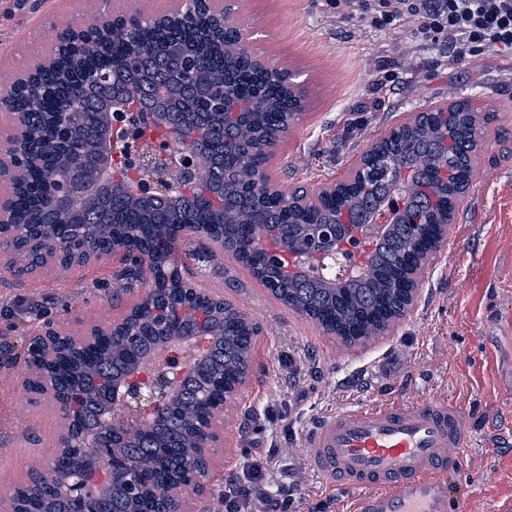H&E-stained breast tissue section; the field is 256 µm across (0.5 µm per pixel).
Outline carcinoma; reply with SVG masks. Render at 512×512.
Listing matches in <instances>:
<instances>
[{"instance_id": "obj_1", "label": "carcinoma", "mask_w": 512, "mask_h": 512, "mask_svg": "<svg viewBox=\"0 0 512 512\" xmlns=\"http://www.w3.org/2000/svg\"><path fill=\"white\" fill-rule=\"evenodd\" d=\"M240 35L225 29L205 12L188 23L157 20L122 32L110 45L113 84L84 85L77 105L88 123L76 125L70 145L87 155L98 153L108 130L106 106L113 96L134 97L143 109L167 112L145 128L143 136L164 140L176 151L193 145L207 159L194 182L147 202L135 197L134 180L113 171L112 185L84 188L75 205H96L94 223L77 229L71 247L57 246L71 233L75 217L53 201L33 198L37 173L51 175L66 163L48 126H32L28 165L15 178L22 231L4 250L26 263V274L66 268L126 249L148 248L154 271L168 274L165 292H147L123 318L117 336L82 344L58 331L50 351L38 349L39 336L25 346L24 386L31 402L58 407L82 429H95L106 410L114 383L122 380L134 359L170 343L198 336L210 346L193 348L191 362L179 379L178 394L146 431L116 451L141 465L140 492L122 482L100 486L97 512H158L154 490L165 488L193 461L197 474L207 462L195 438L198 425L210 415L209 399L222 388L232 392L248 375L249 344L256 324L234 305L199 302L186 292L178 269V242L166 232L179 225L214 230L224 237L223 251L233 254L278 299L306 315L323 331L352 344L381 336L405 315L411 273L439 251L441 224L454 217L456 206L472 183L473 160L483 145L485 119L467 102L440 112H422L372 145L358 174L336 191L305 201L304 191L267 188L265 165L271 149L296 123L288 112L291 93L272 74L259 70L251 52L238 49ZM99 55L64 57L57 61L52 88L34 87L23 98L34 113L51 111L53 98L71 91L77 73H91ZM403 194L401 218L382 233L362 239L352 276L332 284L314 276L322 256L304 247L312 224H334L346 232L347 219L363 221L387 195ZM63 450L60 464L90 471L92 457L77 447ZM28 497L43 512H76L70 498L54 490L49 475L34 471L26 483Z\"/></svg>"}]
</instances>
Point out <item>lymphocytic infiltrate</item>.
<instances>
[{
    "mask_svg": "<svg viewBox=\"0 0 512 512\" xmlns=\"http://www.w3.org/2000/svg\"><path fill=\"white\" fill-rule=\"evenodd\" d=\"M351 15L368 26L415 40H447L455 59L475 49H512V0H343Z\"/></svg>",
    "mask_w": 512,
    "mask_h": 512,
    "instance_id": "lymphocytic-infiltrate-1",
    "label": "lymphocytic infiltrate"
}]
</instances>
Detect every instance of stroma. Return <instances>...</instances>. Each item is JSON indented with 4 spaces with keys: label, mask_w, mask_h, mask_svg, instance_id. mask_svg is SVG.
I'll use <instances>...</instances> for the list:
<instances>
[{
    "label": "stroma",
    "mask_w": 512,
    "mask_h": 512,
    "mask_svg": "<svg viewBox=\"0 0 512 512\" xmlns=\"http://www.w3.org/2000/svg\"><path fill=\"white\" fill-rule=\"evenodd\" d=\"M97 0H0V89L45 57L56 30L85 24ZM237 25L296 74L308 108L267 163L283 187L315 190L344 178L378 139L420 112L460 101L491 114L472 184L418 283V299L382 336L348 345L285 306L250 271L197 238L181 243L185 279L224 296L257 322L252 374L228 418L223 448L187 512H225L229 480L250 483L251 451L273 449L260 482L288 512H346V494L308 471L302 436L339 409L434 396L458 403L472 450L449 489L469 512H512V50L456 61L447 43L418 45L338 14L331 0H241ZM0 254V493L47 469L62 433L57 408L32 404L21 377L29 336L51 323L80 335L119 322L143 296L126 289L113 255L65 273L19 277Z\"/></svg>",
    "instance_id": "35a3bbf8"
}]
</instances>
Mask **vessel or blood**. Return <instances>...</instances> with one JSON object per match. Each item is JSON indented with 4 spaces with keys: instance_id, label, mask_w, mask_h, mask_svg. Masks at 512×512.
Wrapping results in <instances>:
<instances>
[{
    "instance_id": "obj_1",
    "label": "vessel or blood",
    "mask_w": 512,
    "mask_h": 512,
    "mask_svg": "<svg viewBox=\"0 0 512 512\" xmlns=\"http://www.w3.org/2000/svg\"><path fill=\"white\" fill-rule=\"evenodd\" d=\"M302 446L327 489L351 493L350 512H456L447 476L468 457L471 437L462 408L433 397L324 415Z\"/></svg>"
}]
</instances>
